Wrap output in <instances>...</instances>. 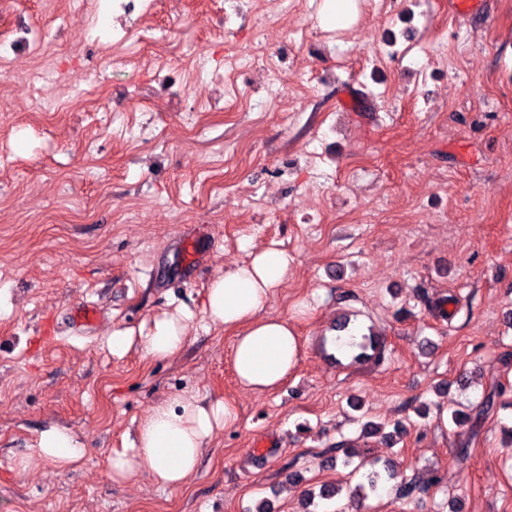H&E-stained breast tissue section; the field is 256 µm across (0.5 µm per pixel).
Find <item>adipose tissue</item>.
<instances>
[{"mask_svg": "<svg viewBox=\"0 0 512 512\" xmlns=\"http://www.w3.org/2000/svg\"><path fill=\"white\" fill-rule=\"evenodd\" d=\"M288 269L285 252L267 249L248 265H238L216 276L203 306L208 321L232 334V364L239 383L263 393L278 387L298 362L299 345L286 318L266 314L273 288ZM189 310L155 322L146 351L157 359L178 354L184 347ZM238 421L234 405L226 401L203 403L193 392H181L159 402L137 426L130 450L109 460L112 481L120 482L135 470L156 484L178 489L192 479L215 430ZM85 450L73 432L53 427L41 432L22 467L49 463L59 472L76 470Z\"/></svg>", "mask_w": 512, "mask_h": 512, "instance_id": "1", "label": "adipose tissue"}]
</instances>
